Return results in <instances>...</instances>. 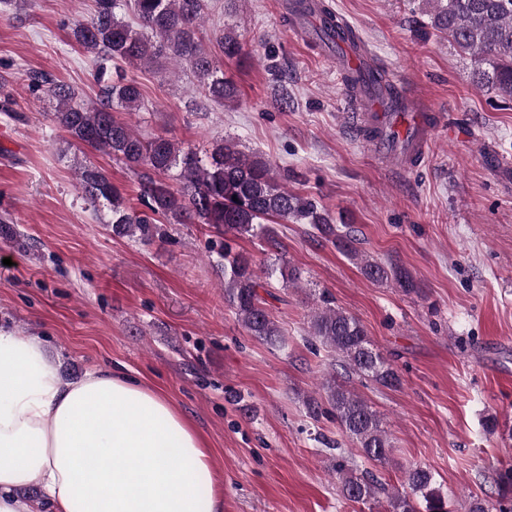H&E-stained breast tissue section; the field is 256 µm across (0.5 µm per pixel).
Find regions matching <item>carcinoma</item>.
<instances>
[{"label":"carcinoma","mask_w":512,"mask_h":512,"mask_svg":"<svg viewBox=\"0 0 512 512\" xmlns=\"http://www.w3.org/2000/svg\"><path fill=\"white\" fill-rule=\"evenodd\" d=\"M90 19L72 27L74 39L105 62L129 66L162 67L170 60L186 65L204 97L224 104L234 102L237 86L224 78V71L201 36L206 0H94ZM430 27L448 38L457 50L473 57L474 78L505 101H512V0H426ZM319 9L335 22L339 34L356 42V34L337 20L319 0H297L293 12ZM218 50L227 59L242 53L241 42L230 29L215 36ZM372 85L390 98L399 91L388 81L386 71L371 66ZM32 94L56 101L53 121L77 142L103 151L121 161L137 178L139 207L125 203L119 189L92 163L78 168L81 197L88 210L112 214V235L133 241L164 238L163 224H209L220 236L274 240L268 221L309 224L327 242H342L353 249V230L337 228L333 219L308 196L288 190L277 180L270 163L250 156L225 140L211 152L200 153L185 142L163 135L145 136L121 119L117 112L133 114L143 97L138 82L115 68L110 75L99 67L95 74L96 100L85 103L73 88L36 70L24 73ZM175 181L172 186L169 181ZM224 301L247 332L277 346L282 344L280 325L271 317L265 287L252 257L234 252L224 243ZM363 274L379 282L392 281L406 293L415 290L411 275L403 268L363 259ZM323 306L308 321L307 335L334 354L344 375H357L387 388L400 385V376L368 336L364 326L350 314L332 307L333 299L321 294ZM330 413L363 455L379 464L392 452V441L383 429L377 411L343 382L331 375L322 383ZM340 492L351 502L366 503L385 495L384 512H448V496L435 486L431 472L410 467L404 472L403 491L385 492L378 480L336 463Z\"/></svg>","instance_id":"carcinoma-1"}]
</instances>
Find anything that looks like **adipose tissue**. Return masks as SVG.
Segmentation results:
<instances>
[{"label": "adipose tissue", "mask_w": 512, "mask_h": 512, "mask_svg": "<svg viewBox=\"0 0 512 512\" xmlns=\"http://www.w3.org/2000/svg\"><path fill=\"white\" fill-rule=\"evenodd\" d=\"M223 512L211 456L162 394L108 368L63 381L34 337L0 333V512Z\"/></svg>", "instance_id": "adipose-tissue-1"}]
</instances>
